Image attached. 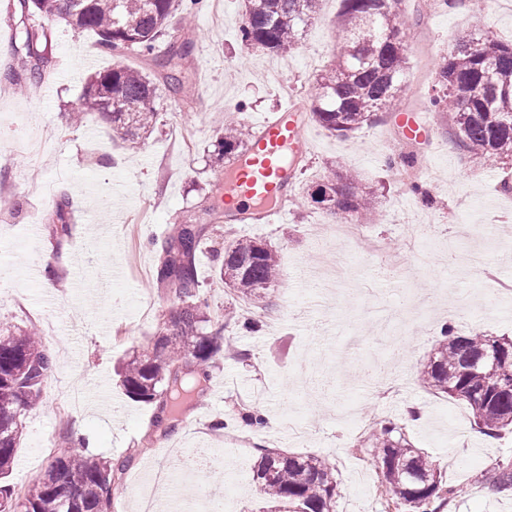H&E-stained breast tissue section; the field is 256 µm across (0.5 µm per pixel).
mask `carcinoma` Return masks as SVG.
<instances>
[{"instance_id":"cac0c4a2","label":"carcinoma","mask_w":512,"mask_h":512,"mask_svg":"<svg viewBox=\"0 0 512 512\" xmlns=\"http://www.w3.org/2000/svg\"><path fill=\"white\" fill-rule=\"evenodd\" d=\"M13 0L19 17L16 52L25 69H8L0 78L11 85L31 87L42 81L51 66L54 36L50 23L59 19L77 32H92L101 52L125 57L136 54L154 66L149 76L121 63L91 73L84 92L72 108V120L85 122L97 114L112 130L135 141L157 122L155 100L162 90L189 95V84L179 68L193 46L190 36L193 6L189 0L178 26L171 19L178 0ZM242 40L267 53L293 52L305 26L317 13L319 0H247ZM338 27L342 33L336 62L318 74L310 114L331 132L346 135L377 113L396 112L402 100L408 69L406 21L402 0H342ZM432 104L447 112L454 136L464 153L485 164L512 158V41H503L478 24L458 37L437 64L436 94ZM252 134L236 121L224 126L214 144L216 157L243 153ZM315 202L334 214L354 217L375 212L372 195L359 189L347 169L323 179ZM74 215L67 196L57 202L52 234L56 246L71 236ZM188 222L162 238L152 239L158 255L156 280L162 271L178 279L169 287L175 307L164 318L152 347L125 362L122 386L131 399L159 403L173 414L180 401L191 395L196 376L208 377L207 368L232 347L224 329L235 319H212L209 299L198 279L197 255L214 224ZM218 274L236 298L254 308L264 303V290L276 279L280 258L266 245L236 239L218 255ZM55 359L39 336L27 328L0 324V512H57L55 503L70 500L74 512H112V499L126 468V460L89 452L83 441L55 457L44 477L33 482L22 503L13 499L7 478L22 429L21 417L39 402L43 385ZM422 380L441 396L469 407L474 426L493 436L512 426V337L458 336L447 325L438 347L421 372ZM374 465L388 492L408 512H438L435 502L457 494L422 449L406 437L404 428L389 422L369 434ZM336 467L317 455H295L266 449L256 465L260 493L286 508V512H336ZM491 491H512V462H498L486 478Z\"/></svg>"}]
</instances>
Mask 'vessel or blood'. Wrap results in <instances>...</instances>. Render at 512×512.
<instances>
[{
  "label": "vessel or blood",
  "instance_id": "1",
  "mask_svg": "<svg viewBox=\"0 0 512 512\" xmlns=\"http://www.w3.org/2000/svg\"><path fill=\"white\" fill-rule=\"evenodd\" d=\"M399 126L407 141L426 137L421 113L402 111ZM305 128L292 104L281 105L258 128L241 166L224 176V193L234 202L233 222L269 223L279 216L275 204L287 194L293 179L292 159L303 151Z\"/></svg>",
  "mask_w": 512,
  "mask_h": 512
}]
</instances>
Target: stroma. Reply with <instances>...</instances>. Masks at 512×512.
<instances>
[{
	"label": "stroma",
	"instance_id": "obj_1",
	"mask_svg": "<svg viewBox=\"0 0 512 512\" xmlns=\"http://www.w3.org/2000/svg\"><path fill=\"white\" fill-rule=\"evenodd\" d=\"M403 8V106L424 113L426 140L407 142L392 119L344 136L305 120L308 145L282 214L270 224L221 223L198 255L216 315L234 305L215 273L225 242L262 241L280 256L281 272L264 308L243 312L256 329L229 325L232 352L210 368L204 393L183 404L169 433L153 425L156 405L130 399L115 373L150 343L173 305L155 280L158 257L146 242L191 216L208 222L206 207L223 204L222 180L234 162L216 161L213 143L226 113L252 128L279 105L308 109L313 61L331 62L340 43L342 2L321 0L298 49L277 57L242 42L245 0H204L184 62L190 97L161 95L156 126L135 144L99 118L82 126L69 120L85 76L116 63L96 49L92 33L54 25V59L43 82L19 91L0 81V143L9 145L0 151V195L37 163L44 183L39 196H23L21 212L0 213V322L40 327L50 319L57 329L50 349L56 369L23 418L9 478L15 498L51 463L36 443L61 453L84 436L93 439L94 453L130 459L119 512L130 508L138 473L151 466L180 473L184 452L195 448L224 455V468L200 478L205 491L223 498L224 512H273L274 502L252 480L265 448L329 457L336 512H405L386 492L366 444L370 425L393 420L458 485L443 512H512V491L496 494L485 484L497 462L512 458V429L485 436L466 404L434 394L420 377L446 322L461 335L512 336V294L500 290L512 285V160L490 168L462 154L447 114L431 105L436 62L470 25L466 4L438 0L429 12L422 0H405ZM407 162L415 176L399 180L396 171ZM340 167L373 191L377 216L363 240L320 250L308 227L344 217L314 203L307 189ZM416 184L429 200L413 192ZM64 193L75 227L59 247L50 224ZM416 234L429 248L420 265L403 252ZM475 245L486 256L483 270L445 265L447 248ZM339 261L351 265L361 289L346 295L326 281ZM46 262L58 272L52 294L30 275ZM15 297L26 311L12 305ZM457 304L462 315L448 317ZM383 306L394 314L387 325L375 317ZM415 407L423 417H411ZM247 411L269 425L244 430Z\"/></svg>",
	"mask_w": 512,
	"mask_h": 512
}]
</instances>
